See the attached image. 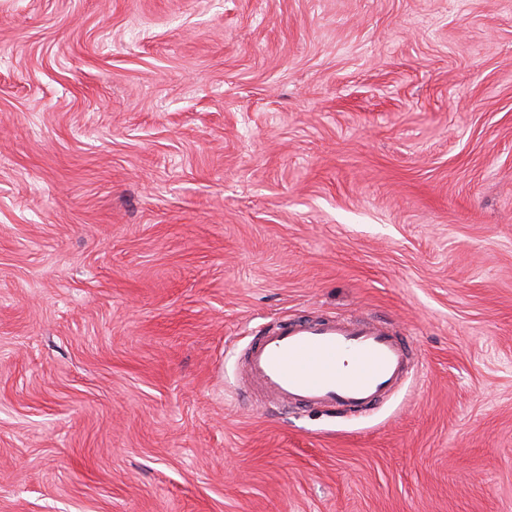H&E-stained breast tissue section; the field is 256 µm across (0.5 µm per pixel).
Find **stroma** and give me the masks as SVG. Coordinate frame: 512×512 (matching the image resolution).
I'll return each mask as SVG.
<instances>
[{"mask_svg": "<svg viewBox=\"0 0 512 512\" xmlns=\"http://www.w3.org/2000/svg\"><path fill=\"white\" fill-rule=\"evenodd\" d=\"M322 315L403 387L245 397ZM0 512H512V0H0ZM408 336L368 317L283 319L249 345L250 379L278 405L333 413L376 408L405 382Z\"/></svg>", "mask_w": 512, "mask_h": 512, "instance_id": "stroma-1", "label": "stroma"}]
</instances>
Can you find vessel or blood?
<instances>
[{"label": "vessel or blood", "mask_w": 512, "mask_h": 512, "mask_svg": "<svg viewBox=\"0 0 512 512\" xmlns=\"http://www.w3.org/2000/svg\"><path fill=\"white\" fill-rule=\"evenodd\" d=\"M412 354L408 337L379 319L286 318L249 345L245 368L282 407L364 412L402 386Z\"/></svg>", "instance_id": "vessel-or-blood-1"}]
</instances>
